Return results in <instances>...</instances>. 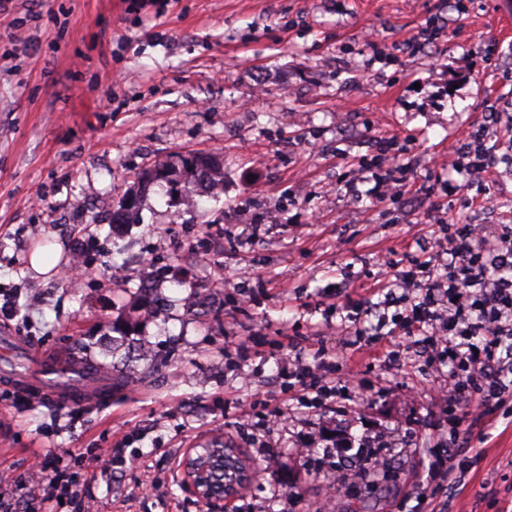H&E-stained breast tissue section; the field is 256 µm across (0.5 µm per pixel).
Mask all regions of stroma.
<instances>
[{
	"label": "stroma",
	"mask_w": 512,
	"mask_h": 512,
	"mask_svg": "<svg viewBox=\"0 0 512 512\" xmlns=\"http://www.w3.org/2000/svg\"><path fill=\"white\" fill-rule=\"evenodd\" d=\"M509 18L512 0H0V307L15 311L0 328L108 374L151 372L101 405L0 388V494L25 496L35 452L51 450L84 482L53 512H207L174 474L219 437L255 467L225 512L325 498L332 512H402L420 494L431 512H512V418L464 419L455 479L438 486L428 451L449 442L448 406L425 389V359L405 337L371 331L352 350L326 326L329 290L373 283L380 256L405 262L433 206L456 226L512 220L507 145L484 202L446 190L466 183L455 161L489 114L512 113ZM425 28L439 34L422 46ZM395 134L416 190L374 207ZM199 152L223 160L220 197L139 190L143 171ZM133 192L136 212L112 227ZM46 241L94 276L74 288L36 273L28 256ZM321 345L358 371L362 423L390 430L377 484L329 492L326 461L301 450L344 423L343 393L266 426L286 397L283 350Z\"/></svg>",
	"instance_id": "1"
}]
</instances>
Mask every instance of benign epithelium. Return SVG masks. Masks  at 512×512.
Segmentation results:
<instances>
[{"instance_id": "1", "label": "benign epithelium", "mask_w": 512, "mask_h": 512, "mask_svg": "<svg viewBox=\"0 0 512 512\" xmlns=\"http://www.w3.org/2000/svg\"><path fill=\"white\" fill-rule=\"evenodd\" d=\"M249 479L247 467L239 464L233 451L226 452L215 442L210 461L200 467L197 456L188 454L184 469V488L211 512H224V502L235 497L237 486Z\"/></svg>"}]
</instances>
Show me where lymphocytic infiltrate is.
<instances>
[{"mask_svg": "<svg viewBox=\"0 0 512 512\" xmlns=\"http://www.w3.org/2000/svg\"><path fill=\"white\" fill-rule=\"evenodd\" d=\"M438 250L412 256L408 268L388 263L379 285L382 308L376 330L392 325L421 347L448 414L462 421L487 415L512 399V225L467 224L437 240ZM333 483L372 481L388 466L378 438L345 436L324 448ZM41 491L27 496L23 512H47L49 501L78 498L75 479L38 478Z\"/></svg>", "mask_w": 512, "mask_h": 512, "instance_id": "1", "label": "lymphocytic infiltrate"}]
</instances>
